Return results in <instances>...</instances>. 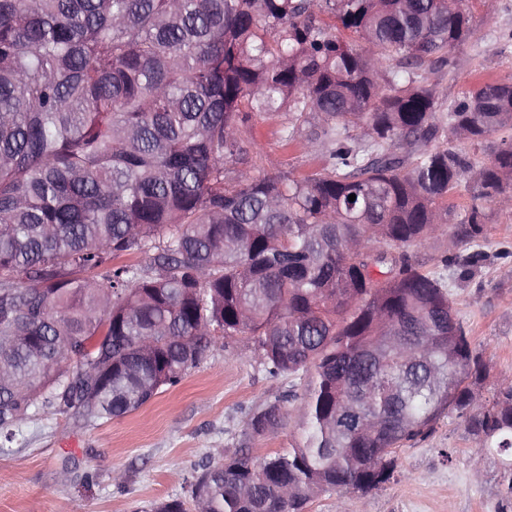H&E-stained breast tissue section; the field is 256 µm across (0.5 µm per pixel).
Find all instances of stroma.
I'll return each instance as SVG.
<instances>
[{
  "mask_svg": "<svg viewBox=\"0 0 512 512\" xmlns=\"http://www.w3.org/2000/svg\"><path fill=\"white\" fill-rule=\"evenodd\" d=\"M472 12L474 36L454 47L442 67L421 70L448 107L477 79L512 81V0H495L490 14L479 4ZM289 120L285 112L255 118L250 150L261 159L253 176L299 179L321 165L319 151L283 145ZM487 214L483 235L460 250L482 256L469 276L442 264L444 236L415 251L424 268L448 281L457 315L490 369L479 387L486 397L498 379L512 377V209ZM293 385L291 377H270L240 337L212 346L178 385L124 417L97 426L71 414L26 421L0 450V512H142L172 497L195 512L186 477L220 451L238 450L249 411ZM480 444L460 419L441 417L428 438L398 450L390 482L366 495H345L346 512H498L505 485L497 458L485 457L480 470L471 467Z\"/></svg>",
  "mask_w": 512,
  "mask_h": 512,
  "instance_id": "1",
  "label": "stroma"
}]
</instances>
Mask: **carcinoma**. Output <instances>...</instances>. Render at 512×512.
<instances>
[{
    "instance_id": "carcinoma-1",
    "label": "carcinoma",
    "mask_w": 512,
    "mask_h": 512,
    "mask_svg": "<svg viewBox=\"0 0 512 512\" xmlns=\"http://www.w3.org/2000/svg\"><path fill=\"white\" fill-rule=\"evenodd\" d=\"M463 2L0 0V448L36 416L123 417L245 336L301 386L245 440L293 418L297 436L201 465L196 512L367 494L447 414L482 437L475 467L498 456L512 508V378L480 398L482 353L410 251L512 209V82L445 109L419 74L474 36ZM283 111L286 145L319 121L323 163L253 177L243 135ZM503 131L473 174L430 147Z\"/></svg>"
}]
</instances>
